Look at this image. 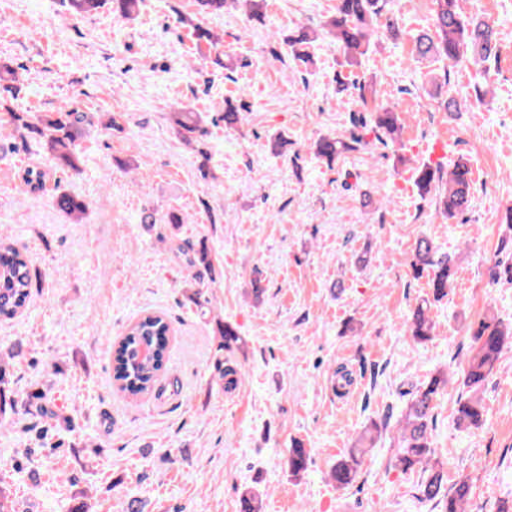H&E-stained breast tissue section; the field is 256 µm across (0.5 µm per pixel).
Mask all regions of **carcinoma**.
<instances>
[{"instance_id":"carcinoma-1","label":"carcinoma","mask_w":512,"mask_h":512,"mask_svg":"<svg viewBox=\"0 0 512 512\" xmlns=\"http://www.w3.org/2000/svg\"><path fill=\"white\" fill-rule=\"evenodd\" d=\"M393 0H337L335 12L323 24L324 34L331 38L341 52L343 68L361 63L370 47L381 38L395 39L399 35L393 16ZM141 0H65L68 11L76 14H91L103 6L113 13L133 18ZM435 35L423 34L417 38V51L422 57H431L448 62L451 67L471 65L481 67L496 59L499 52L498 33L493 25L478 16H465L458 7V0H434ZM315 31L302 27L298 35L284 40L288 55L301 62H309L307 51L300 49L315 41ZM20 92L16 68L11 62L0 58V111L10 116L15 130L22 140L32 139L51 156L54 169L78 171L81 164L79 141L83 138L85 115L72 110H60L36 115L17 112L4 102V94L16 97ZM176 134L187 143L196 135L204 134L202 116L185 108L169 113ZM373 129L377 140L388 147L399 140L403 119L397 106L381 104L372 113ZM361 139L353 136L321 137L312 147L315 157L333 161L344 151L355 150ZM47 173L41 169L26 168L20 178L31 194L45 189ZM415 185L422 196L434 194L443 216L452 220L464 213L472 199V171L461 158L448 164V172L439 167L422 164L415 168ZM54 205L68 216L80 218L87 204L79 196L57 191ZM194 270L190 285L194 288L191 300L199 308L208 304L202 285L204 278H214V268L208 249L200 246L186 259ZM416 278L428 277L430 294L418 300L407 316L405 325L413 340L425 344L434 336L435 324L430 316L432 306L448 296L456 276L455 259L439 251L427 236L418 238L411 261ZM37 271L32 260L17 250L6 238H0V319H12L28 306L31 290L36 286ZM220 347L232 350L239 347L242 339L235 327L229 323L219 325ZM471 351L466 366L458 380L468 396L456 400L455 423L467 431L481 428L484 404L480 393L494 372L503 349L512 346V323H506L495 315H486L470 326ZM171 341V326L161 314H147L132 323L113 346V380L119 389L133 401L151 393L158 372L162 369ZM23 357L22 344L17 342L10 353L0 358V417L15 408L10 392L12 368ZM219 376L224 379V388L230 390L238 381V370L234 366L216 363ZM453 377L444 371L433 374L428 381L408 392L409 399L399 431L402 447L399 448L398 465L408 471L422 467L426 477L420 484V493L427 501L444 502L443 512H469L471 488L464 478L451 487H446L440 463L434 458L430 447V435L435 422L434 410L440 396L448 392ZM381 435V427L374 422L356 439L348 456L338 461L329 471L330 479L339 489H346L356 480L364 456ZM309 450L296 443L289 449L288 471L297 477L308 468ZM261 494L243 492L240 512H260Z\"/></svg>"}]
</instances>
